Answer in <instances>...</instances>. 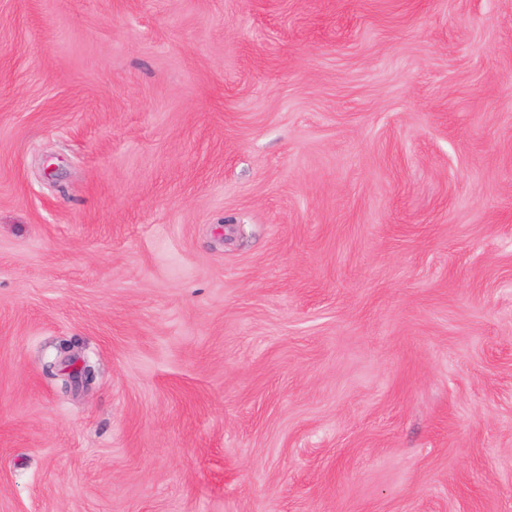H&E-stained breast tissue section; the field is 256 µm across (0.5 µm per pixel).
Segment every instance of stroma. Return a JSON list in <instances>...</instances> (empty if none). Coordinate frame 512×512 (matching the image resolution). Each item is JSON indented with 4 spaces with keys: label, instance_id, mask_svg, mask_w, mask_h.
<instances>
[{
    "label": "stroma",
    "instance_id": "35a3bbf8",
    "mask_svg": "<svg viewBox=\"0 0 512 512\" xmlns=\"http://www.w3.org/2000/svg\"><path fill=\"white\" fill-rule=\"evenodd\" d=\"M0 512H512V0H0Z\"/></svg>",
    "mask_w": 512,
    "mask_h": 512
}]
</instances>
